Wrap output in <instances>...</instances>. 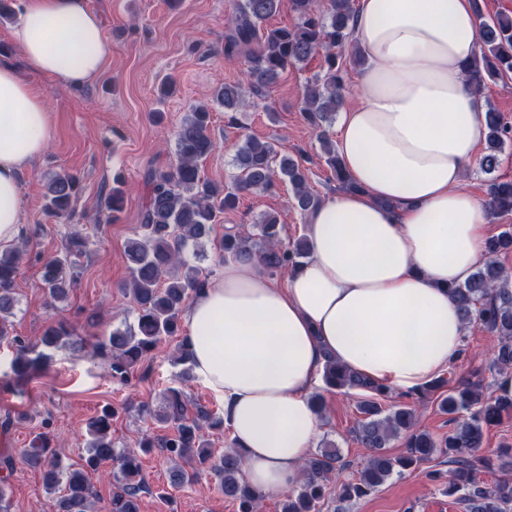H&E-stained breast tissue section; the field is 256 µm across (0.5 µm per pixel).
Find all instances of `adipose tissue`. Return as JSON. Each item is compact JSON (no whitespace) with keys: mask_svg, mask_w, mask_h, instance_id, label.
<instances>
[{"mask_svg":"<svg viewBox=\"0 0 512 512\" xmlns=\"http://www.w3.org/2000/svg\"><path fill=\"white\" fill-rule=\"evenodd\" d=\"M29 70L82 86L111 55L86 0H18ZM358 95L336 150L354 185L307 218L310 255L283 282L228 259L184 315L196 377L260 494L301 482L319 434L311 402L327 360L416 391L459 358L466 324L450 286L488 255L486 209L465 186L486 136L466 68L480 51L471 0H357ZM50 138L43 91L0 62V244L21 231V172Z\"/></svg>","mask_w":512,"mask_h":512,"instance_id":"ef3b65f1","label":"adipose tissue"}]
</instances>
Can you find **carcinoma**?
I'll use <instances>...</instances> for the list:
<instances>
[{
    "mask_svg": "<svg viewBox=\"0 0 512 512\" xmlns=\"http://www.w3.org/2000/svg\"><path fill=\"white\" fill-rule=\"evenodd\" d=\"M283 0H239L232 26L225 36L224 52L240 55L244 62V83L226 84L211 94V100L236 112L249 99L262 100L290 66L323 57V74L315 75L303 90L299 112L308 124L322 129L320 149L325 164L334 174L338 187L351 191L355 186L346 175L336 143L325 128L331 126L343 104L347 75L343 52L351 45L350 21L353 0H291L296 14L294 24L272 26ZM480 52L468 70V78L481 90L489 80L512 73V16L500 14L480 22ZM485 153L480 169L490 175L487 182V211L496 217L512 213V181L492 176L499 156L512 143V126L495 109H486ZM211 112L205 104L193 109L176 133V162L167 169L150 167L144 173L146 195L141 212L143 235L127 241L125 255L130 277L125 284L137 312L134 328L112 331L96 344L98 352L109 358L113 373L127 368L154 350L162 338L179 335L186 300L205 284L209 275L188 264L185 249L210 239L219 214L238 208L242 195L272 192L280 184L290 185L295 208L306 215L321 199L308 185L306 169L295 159L276 149L275 144L247 136L233 159L235 174L231 184L220 186L201 175L202 163L215 149L210 134ZM79 177L65 172L57 175L45 194L46 209L58 216L71 215L79 196ZM124 193L114 187L105 201L106 219L111 221L123 208ZM256 232L234 224L224 228L218 243L219 261L233 259L255 263L273 276L302 263L309 255L306 237L285 242L283 225L277 215L265 213L255 225ZM87 241L79 231L71 233L65 250L41 266L44 288L53 300L62 301L77 281L79 257ZM488 262L480 266L463 285L449 288L465 323H478L498 336L494 358L498 370L512 369V274L501 267L496 257L512 251V229L487 239ZM25 248L0 250V344L16 346L11 369L20 385L47 364V357L34 345H24L10 335L6 320L18 304L16 279L24 260ZM71 328L62 320L47 326L40 342L51 347ZM323 378L334 389L359 391V418L351 430L353 439L372 450L359 478L331 489L335 472L341 470L340 451L325 442L303 464L304 478L281 499V512H320V505L336 493L341 501L364 498L391 477L427 461L443 456L451 465L444 493L464 502L465 512H512V477L493 485L481 482L480 469L491 468L489 458L480 455L486 427L512 413V395H486L480 381H466L448 390L439 406L454 424L448 436L436 439L415 428L416 408L406 403L385 405L392 391L346 371L334 361L325 365ZM157 421L174 426V434L160 440L145 434L140 448L148 452L159 447L173 462L170 484L182 488L193 483L198 468L207 467L216 476L224 498L238 503L239 512H255L259 497L245 481L238 454L228 450L217 456L209 448L207 429H219L221 418L196 407L189 414L184 393L170 388L163 395ZM114 409L105 407L88 423L89 453L79 467L65 464L52 450L50 438L39 436V444L19 453L20 460L42 472L46 489L58 494L55 512H91L93 498L88 472L105 462L117 468L119 491L112 494L109 512H141L142 479L139 458L118 453L112 443ZM404 438L405 452L391 455V442Z\"/></svg>",
    "mask_w": 512,
    "mask_h": 512,
    "instance_id": "obj_1",
    "label": "carcinoma"
}]
</instances>
